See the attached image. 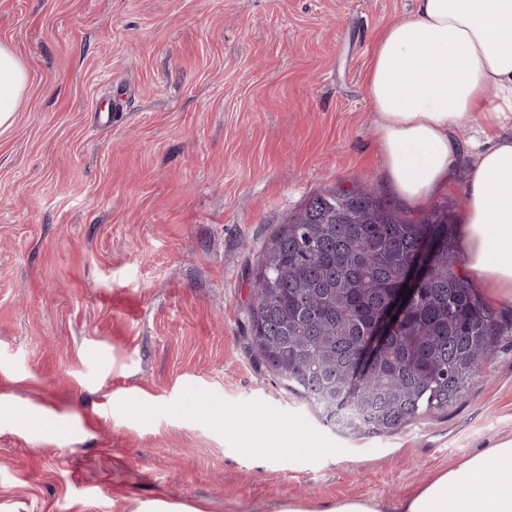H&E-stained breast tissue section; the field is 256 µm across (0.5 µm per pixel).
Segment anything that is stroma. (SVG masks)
Instances as JSON below:
<instances>
[{
    "label": "stroma",
    "instance_id": "1",
    "mask_svg": "<svg viewBox=\"0 0 512 512\" xmlns=\"http://www.w3.org/2000/svg\"><path fill=\"white\" fill-rule=\"evenodd\" d=\"M415 0H0V512H384L512 438V335L390 436L318 421L248 348L258 258L314 193L389 183L365 93ZM125 90L123 110L98 118ZM29 84V74L13 49L0 43V130L11 127ZM379 504L364 498H345L336 501L325 512H381Z\"/></svg>",
    "mask_w": 512,
    "mask_h": 512
}]
</instances>
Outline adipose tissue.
<instances>
[{
	"label": "adipose tissue",
	"mask_w": 512,
	"mask_h": 512,
	"mask_svg": "<svg viewBox=\"0 0 512 512\" xmlns=\"http://www.w3.org/2000/svg\"><path fill=\"white\" fill-rule=\"evenodd\" d=\"M29 84L0 43V130L11 127ZM366 93L377 113L383 166L404 200L446 187L468 160L466 267L489 288L512 291V0H415L383 30ZM474 125L462 146L458 127ZM400 512H512V439L444 472Z\"/></svg>",
	"instance_id": "ef3b65f1"
}]
</instances>
